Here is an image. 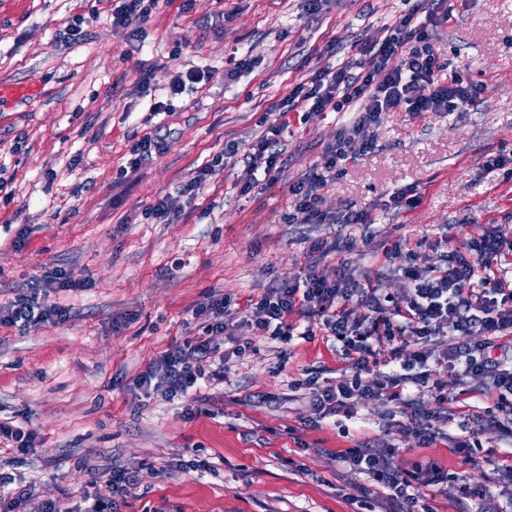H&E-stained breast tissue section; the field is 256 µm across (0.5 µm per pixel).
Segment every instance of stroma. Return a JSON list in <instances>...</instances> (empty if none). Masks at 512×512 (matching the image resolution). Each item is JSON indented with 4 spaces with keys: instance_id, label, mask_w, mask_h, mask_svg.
<instances>
[{
    "instance_id": "1",
    "label": "stroma",
    "mask_w": 512,
    "mask_h": 512,
    "mask_svg": "<svg viewBox=\"0 0 512 512\" xmlns=\"http://www.w3.org/2000/svg\"><path fill=\"white\" fill-rule=\"evenodd\" d=\"M415 3L323 0L312 15L307 0H160L134 30L113 27L107 0H0V83L38 88L26 103L0 100V307L34 292L68 310L35 329L0 324V422L38 434L27 453L0 440V476L12 477L13 492L33 491L23 512L75 510L112 468L136 477L116 512H362L355 498L365 488L376 512H391L340 457L368 438L396 447V468L440 462L491 512L512 501L485 456L512 450V437L486 432L484 453L465 461L450 448L460 429L419 446L398 434L382 400L358 404L351 419L314 422L295 381L332 380L347 365L321 335L286 344L232 326L214 346L248 349L223 380L171 402L129 386L173 341L205 335L194 311L210 299L243 304L307 266L331 279L343 264L398 299L412 286L404 268L442 254L446 232L477 238L493 225L512 240V170L486 167L512 157V0H448L450 18L433 33L447 75L480 88L474 106L386 112L370 148L348 145L323 206L369 212L370 227L288 221L290 186L350 111L288 113L274 179L255 181L232 158L197 196L178 195L227 143L248 153L283 119L270 106L314 72L342 64L359 73L363 48ZM94 8L101 18L79 42L58 43L73 16ZM144 67L155 74L151 98L136 86ZM193 67L204 79L172 93L170 81ZM154 98L169 113L151 115ZM160 126L161 152L127 170L131 145ZM407 191L419 203L395 205ZM166 196L178 197L179 213L146 218ZM321 240L328 253L313 251ZM57 267L80 287H42ZM197 460L210 472L192 471Z\"/></svg>"
}]
</instances>
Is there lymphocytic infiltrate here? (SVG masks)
Masks as SVG:
<instances>
[{
  "label": "lymphocytic infiltrate",
  "mask_w": 512,
  "mask_h": 512,
  "mask_svg": "<svg viewBox=\"0 0 512 512\" xmlns=\"http://www.w3.org/2000/svg\"><path fill=\"white\" fill-rule=\"evenodd\" d=\"M447 20V9H427L418 2L386 26L383 38L367 47L361 72L353 74L343 66L316 72L276 103V111L282 113L357 110L354 121L341 125L334 142L327 144L321 162L291 186L292 223L323 224L333 218L340 224H371L365 212L333 217L322 208L321 191L347 160V144L357 141L369 147L366 130L384 112H437L464 109L476 102L479 88L447 80L446 65L430 41V28ZM286 128L283 122L269 126L252 152L243 155L236 144H227L224 156H242L250 169L271 174L278 169ZM443 242L446 250L440 261L405 268L412 286L397 300L379 295L347 270L329 279L310 266L302 280L270 286L245 307L235 306L233 298L225 295L198 307L197 312L211 318V328L217 332L238 323L286 343L323 330L347 360L349 370L332 385L306 379L318 417L349 418L358 403L384 399L406 417L400 435L414 436L424 446L443 436L447 424L457 423L465 435L455 439L454 451L470 460L481 451V438L488 428L512 430V282L501 269L503 260L512 255V241L490 228L476 240L461 242L447 236ZM64 315V309L43 307L35 298L21 295L0 320L25 327ZM450 332L460 341L448 349L440 338ZM475 336L483 337V344H472ZM214 351L210 339L203 337L172 345L134 377L133 386L168 400L185 396L201 379H223V367L209 372L200 367ZM451 372L476 382L491 398L489 422L472 417L463 399H456V413L450 416L424 411L420 398L409 395L408 387L414 384L429 388L438 402H445L442 379ZM393 454V449L365 442L349 449L344 458L355 472L368 475L382 489L393 512H435L427 501V490L453 487L454 478L433 461L394 470Z\"/></svg>",
  "instance_id": "lymphocytic-infiltrate-1"
}]
</instances>
